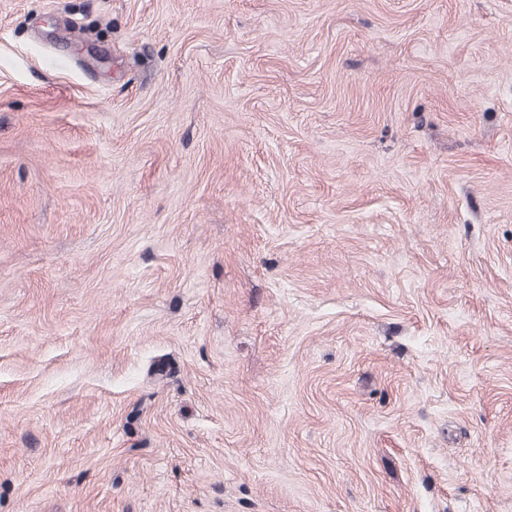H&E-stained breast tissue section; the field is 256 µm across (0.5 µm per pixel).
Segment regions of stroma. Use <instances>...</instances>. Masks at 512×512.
Listing matches in <instances>:
<instances>
[{
  "label": "stroma",
  "mask_w": 512,
  "mask_h": 512,
  "mask_svg": "<svg viewBox=\"0 0 512 512\" xmlns=\"http://www.w3.org/2000/svg\"><path fill=\"white\" fill-rule=\"evenodd\" d=\"M0 512H512V0H0Z\"/></svg>",
  "instance_id": "stroma-1"
}]
</instances>
